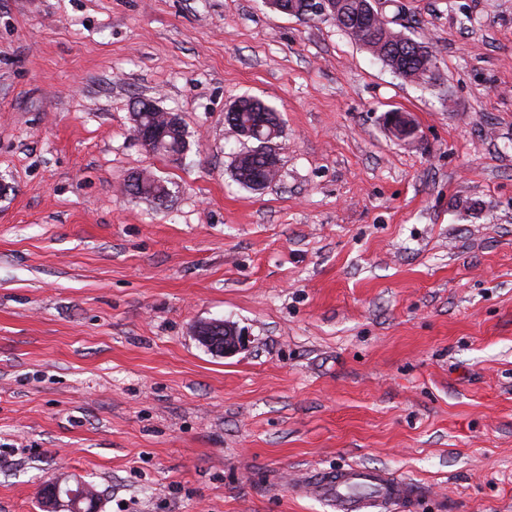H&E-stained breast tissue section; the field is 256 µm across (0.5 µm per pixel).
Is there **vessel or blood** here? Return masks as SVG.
<instances>
[{"label":"vessel or blood","mask_w":512,"mask_h":512,"mask_svg":"<svg viewBox=\"0 0 512 512\" xmlns=\"http://www.w3.org/2000/svg\"><path fill=\"white\" fill-rule=\"evenodd\" d=\"M322 496L336 504L338 512H368L376 506H401L413 512L424 494L416 483L398 480L360 466L342 468L321 479Z\"/></svg>","instance_id":"b4317fda"}]
</instances>
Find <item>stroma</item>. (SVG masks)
<instances>
[{"mask_svg": "<svg viewBox=\"0 0 512 512\" xmlns=\"http://www.w3.org/2000/svg\"><path fill=\"white\" fill-rule=\"evenodd\" d=\"M381 7L435 83L264 0H0V512L56 477L99 512H335L296 484L352 464L417 512H512V0ZM242 96L283 121L258 192ZM142 169L168 203L125 193ZM213 320L248 347L207 351ZM238 102V112L235 115V120L240 121L241 123H246L249 120L252 119V114L254 113V123L250 130H242L237 127H235L234 122L232 121L233 116L231 111L234 110L235 105L231 104L229 108L227 109V112L224 114V121L229 126L230 131L233 135H235L237 138L241 139L240 136H258L260 139H263L262 136L266 137L267 135H270L271 132L269 129L265 128L264 131L263 127L267 125L266 123V112L271 113H277L276 109H274L272 106L268 105L266 102H264L261 99L251 97V96H244L236 100L234 103ZM262 134V136L260 135ZM167 122L164 125L155 122H147L142 118L135 124L133 135L138 142L151 148L154 144L160 145L164 137L170 132L171 129L180 128L184 126L182 117L178 113L170 112L167 114ZM384 125L389 133H400V142L409 143L416 134V127L412 118L406 112H387L384 116Z\"/></svg>", "mask_w": 512, "mask_h": 512, "instance_id": "stroma-1", "label": "stroma"}]
</instances>
